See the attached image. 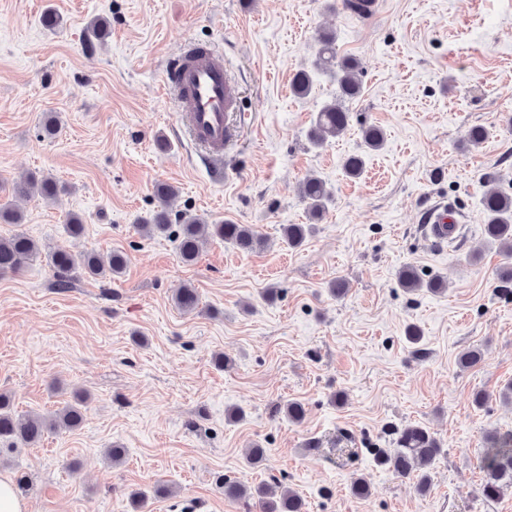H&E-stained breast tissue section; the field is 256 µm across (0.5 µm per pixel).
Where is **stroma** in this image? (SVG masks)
Wrapping results in <instances>:
<instances>
[{
    "label": "stroma",
    "mask_w": 512,
    "mask_h": 512,
    "mask_svg": "<svg viewBox=\"0 0 512 512\" xmlns=\"http://www.w3.org/2000/svg\"><path fill=\"white\" fill-rule=\"evenodd\" d=\"M49 9L60 19L52 29ZM99 16L110 21L102 41L87 30ZM321 27L359 61L364 94L348 104L349 129L315 149L307 131L336 84L318 76L300 98L291 83ZM186 41L223 53L252 117L224 160L234 171L225 181L162 91ZM50 115L52 137L41 133ZM511 116L512 0H384L370 23L326 12L323 0H0V186L44 173L63 187L56 200L21 202L23 224H0V235L128 256L121 276L80 275L66 290L44 253L0 276V392L21 414L88 396L78 430L0 448V473L28 478L29 512H186L198 501L203 512H262L225 498L223 476L280 480L305 512H512V491L493 503L479 493L486 431L512 430V405L497 397L512 381V296L498 289L505 256L483 245L480 205L490 176L512 194ZM365 124L383 129L385 145L364 152L352 179L342 163L363 152ZM475 125L487 140L463 148ZM310 174L333 202L292 249L281 227L307 223L298 186ZM160 183L178 187L179 210L254 225L263 247L214 238L183 263L171 238L135 226L156 209ZM440 202L461 227L456 245L424 235ZM72 214L81 236L67 231ZM406 265L441 276L445 290L405 292ZM337 279L349 285L339 300L329 292ZM186 284L199 296L191 314L172 301ZM410 325L419 343L408 342ZM467 349L484 357L463 369ZM221 353L232 367L217 363ZM480 390L491 395L481 408ZM291 402L303 404L302 422L285 415ZM235 408L241 420H229ZM408 424L444 450L423 495L373 462L387 430ZM115 445L126 450L118 464L106 454ZM254 445L266 450L258 467L245 461ZM355 476L368 496L352 494ZM137 490L146 498L136 511Z\"/></svg>",
    "instance_id": "1"
}]
</instances>
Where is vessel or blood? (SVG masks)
Wrapping results in <instances>:
<instances>
[{
  "mask_svg": "<svg viewBox=\"0 0 512 512\" xmlns=\"http://www.w3.org/2000/svg\"><path fill=\"white\" fill-rule=\"evenodd\" d=\"M164 88L175 100L183 129L214 175H221L224 153L232 137L230 117L238 106V88L221 54L191 43L183 44L164 75ZM452 217L445 204L425 216L435 242L445 241Z\"/></svg>",
  "mask_w": 512,
  "mask_h": 512,
  "instance_id": "vessel-or-blood-1",
  "label": "vessel or blood"
}]
</instances>
